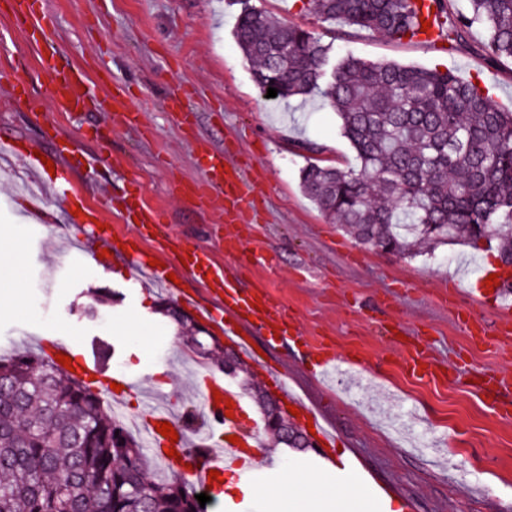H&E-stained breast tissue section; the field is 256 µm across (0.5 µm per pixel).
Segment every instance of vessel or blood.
<instances>
[{
    "label": "vessel or blood",
    "instance_id": "vessel-or-blood-1",
    "mask_svg": "<svg viewBox=\"0 0 512 512\" xmlns=\"http://www.w3.org/2000/svg\"><path fill=\"white\" fill-rule=\"evenodd\" d=\"M50 92L59 110L64 112L84 111L88 101H95L98 109L111 110V98L97 97L90 87L83 71L78 69H53L51 73ZM208 163L203 176L195 181L192 191L203 201L221 198L224 202V221L236 223L244 208L250 207L253 191L246 181L239 165L230 163L226 151L207 149ZM51 160L54 164V176L51 187L56 196H64L65 186L70 173L79 166L78 152L72 148L53 151ZM111 204L115 210L124 212L136 219L137 236L148 237L163 224L162 212L142 202L137 190H124L113 196ZM90 235L99 248L120 250L127 265L137 273L145 275L150 281L167 288L177 301L195 310L199 318L207 320L214 310L223 311L226 317L224 337L236 345L242 356L253 353L251 336L264 337L270 347H279L282 338L288 337L290 326L286 310L277 304L264 289L242 287L237 276L223 268L217 267L208 252L198 246L189 244L182 237L166 236L159 244L156 253H148L130 246L119 247L110 230L92 228ZM159 258V266H151L150 258ZM193 278L208 284L214 295L213 303L203 302L196 294L180 288L179 282L184 278ZM73 379L95 380L98 389L110 396L113 404H120L124 391L136 388L137 378L121 373L113 377L106 376L96 361L90 359L73 361ZM276 392L281 395L282 404L299 408L302 416L311 419L318 443L322 450L318 458L309 460L308 468L318 469L327 465H336L339 480H347L355 470L351 459H339L335 456L339 438L330 430L322 417L312 413L310 408L302 406L300 399L285 372L272 370L268 373ZM196 385L202 392L207 408V416L195 428L177 427V442H170L167 437L157 432V423L172 421V413L164 407L153 408V423L147 428V434L155 450L156 459L167 469L176 473H185L199 489H207L210 471L238 470L245 481H253L257 473H264L275 478L283 471L279 456H265L261 463L252 462L244 453V446H256L254 435L246 428L237 426L234 419L227 417L225 408L216 407L215 397L232 400L235 411L247 410L248 404L242 394L234 387L226 385L223 379L210 374L199 375ZM487 403L495 414L501 418L512 417V403L502 400L504 392L512 390V376L502 372H492L483 385ZM231 431L238 436V443L212 441L209 432L212 425ZM175 448L176 457L166 455V448ZM193 460L192 468H185L186 460Z\"/></svg>",
    "mask_w": 512,
    "mask_h": 512
}]
</instances>
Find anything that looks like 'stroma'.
<instances>
[{"instance_id":"stroma-1","label":"stroma","mask_w":512,"mask_h":512,"mask_svg":"<svg viewBox=\"0 0 512 512\" xmlns=\"http://www.w3.org/2000/svg\"><path fill=\"white\" fill-rule=\"evenodd\" d=\"M12 2L0 0V81L19 75L31 93L44 94L45 62L52 58L58 67L84 70L97 93L111 91L112 80L126 83L127 106L138 122L127 127L104 112L75 115L50 104L33 114L0 89V133L32 151L65 143L98 161L93 172L75 176L69 201L46 194L55 215L50 224L24 214L26 201L17 192L30 183L29 169L13 162L9 174L0 173V277L22 271L19 311L0 309V355L35 352L38 337L64 336L76 358L142 375L119 415L135 436L148 417L151 388L161 389L176 412L202 411L193 374L214 364L189 358L185 334L158 313L169 292L150 282L133 287V270L109 255L91 258L85 245L94 220L139 249L153 248L109 202L110 193L133 184L147 205L164 211L166 232L209 250L244 287H264L293 318L296 333L284 347L268 348L259 336L253 343L271 366L287 371L303 401L322 412L344 442L343 455L358 456L362 474L343 485L333 468L304 469V452L280 449L285 472L310 479L300 494L341 489L372 499L374 512H404L400 499L374 496L364 480L369 474L398 486L417 512H512V419L495 415L475 383L486 371L512 372V348L489 349L501 311L512 307V294L498 296L481 284L493 252L442 247L410 258L356 242L300 184L307 162L355 165L336 113L316 97L266 98L233 38L238 15L252 6L367 61L482 80L497 102L510 103L512 61L490 58L484 31L472 29L447 52L419 39L319 23L307 0H43L54 26L37 43L14 21ZM103 60L111 79L99 75ZM182 88L189 92L182 112L169 110L168 98ZM187 111L195 115L191 130L183 122ZM197 137L228 149L245 169L257 203L237 223H222L215 205L178 192L201 176L192 147ZM306 140L319 143L321 152L303 151ZM227 235L240 238L241 252H225ZM245 251L273 255L279 272L242 264ZM100 291L107 300L98 306ZM307 344L359 373L361 401L348 398L347 382L319 380L317 364L296 358ZM417 349L439 363L444 380L412 376L407 359ZM224 484L214 505L200 512H229L235 501L281 482L247 483L229 470Z\"/></svg>"}]
</instances>
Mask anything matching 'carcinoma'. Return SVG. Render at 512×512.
<instances>
[{
  "label": "carcinoma",
  "mask_w": 512,
  "mask_h": 512,
  "mask_svg": "<svg viewBox=\"0 0 512 512\" xmlns=\"http://www.w3.org/2000/svg\"><path fill=\"white\" fill-rule=\"evenodd\" d=\"M439 41L455 49L478 26L495 59H512V0H463ZM318 22L413 39L421 28L416 0H309ZM262 92L277 98L318 96L340 118L357 154L356 168L309 162L304 193L338 218L360 244L388 253H432L440 245L474 250L496 246L512 266V106L489 88L453 73L394 62L332 55L315 32L256 9L234 31ZM192 327L196 355L222 368L234 362L272 446L299 448L272 425L267 392L251 388L252 373L213 336ZM143 442L103 410L83 382L63 378L44 352L0 356V512H192L196 498L178 481L149 475Z\"/></svg>",
  "instance_id": "1"
}]
</instances>
